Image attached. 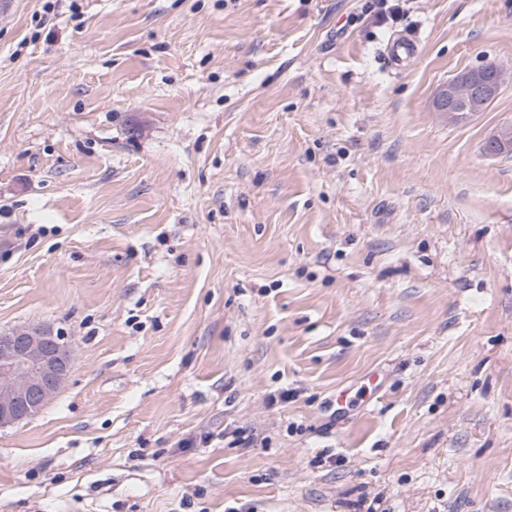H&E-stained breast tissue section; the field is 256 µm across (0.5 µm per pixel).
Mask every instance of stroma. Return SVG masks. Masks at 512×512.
Instances as JSON below:
<instances>
[{
    "label": "stroma",
    "instance_id": "stroma-1",
    "mask_svg": "<svg viewBox=\"0 0 512 512\" xmlns=\"http://www.w3.org/2000/svg\"><path fill=\"white\" fill-rule=\"evenodd\" d=\"M373 2L0 8V512H512V0ZM387 49L392 67L396 70L403 69L419 53L418 44L410 38L394 39L390 42ZM506 73L495 64H484L456 74L438 91L434 105L438 112H448L450 123L482 112L506 81ZM483 150L491 156L512 153V123L501 125L489 136L484 143ZM72 368V349L53 326L1 330L0 428L41 411L65 386Z\"/></svg>",
    "mask_w": 512,
    "mask_h": 512
}]
</instances>
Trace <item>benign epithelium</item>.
Instances as JSON below:
<instances>
[{
    "instance_id": "benign-epithelium-1",
    "label": "benign epithelium",
    "mask_w": 512,
    "mask_h": 512,
    "mask_svg": "<svg viewBox=\"0 0 512 512\" xmlns=\"http://www.w3.org/2000/svg\"><path fill=\"white\" fill-rule=\"evenodd\" d=\"M506 81L495 64L456 74L438 91L434 105L459 123L483 111ZM491 156L512 153V123L500 126L484 143ZM72 349L63 333L48 324L0 331V428L25 421L50 403L67 383Z\"/></svg>"
}]
</instances>
